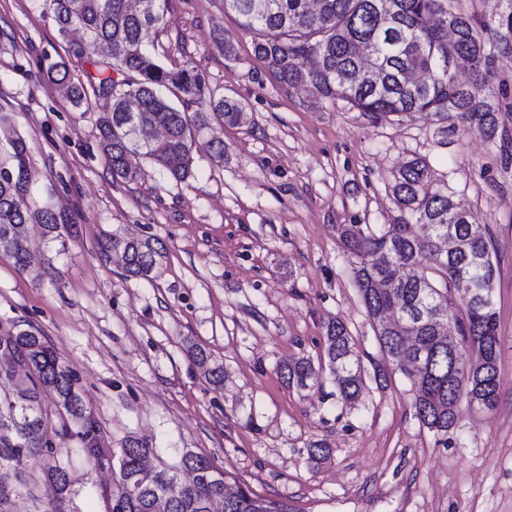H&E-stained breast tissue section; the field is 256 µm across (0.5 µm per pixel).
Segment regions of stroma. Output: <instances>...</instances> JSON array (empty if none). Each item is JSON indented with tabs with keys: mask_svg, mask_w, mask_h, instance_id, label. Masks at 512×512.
I'll use <instances>...</instances> for the list:
<instances>
[{
	"mask_svg": "<svg viewBox=\"0 0 512 512\" xmlns=\"http://www.w3.org/2000/svg\"><path fill=\"white\" fill-rule=\"evenodd\" d=\"M218 35L236 59L214 48ZM82 47L73 54L59 38L47 0H0V108L31 148L38 200L71 226L60 245L30 225L39 281L0 253V333L44 336L97 428L93 459L75 440L28 456L10 512H53L43 473L58 459L69 464L65 512H110L112 454L130 436L148 446V466L199 454L229 487L292 512H512V163L499 146L456 116L373 120L282 87L224 0H169L154 57L168 68L191 62L212 91L244 103L247 120L225 127L223 162L196 153L187 180L137 155L140 180L116 182L96 129L102 101L73 107L43 74L61 60L72 82H85L99 50ZM416 157L473 223L489 225L500 266L499 398L490 409L460 402L445 435L419 422L401 373L376 381L383 357L337 238L341 224L393 222V175ZM112 232L164 245L153 280L100 257ZM333 317L363 369L364 387L346 403L329 374L301 388L281 373L302 357L320 362ZM191 344L222 364V386L189 361ZM316 441L329 445L328 460L309 459Z\"/></svg>",
	"mask_w": 512,
	"mask_h": 512,
	"instance_id": "stroma-1",
	"label": "stroma"
}]
</instances>
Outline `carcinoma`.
Segmentation results:
<instances>
[{"label":"carcinoma","mask_w":512,"mask_h":512,"mask_svg":"<svg viewBox=\"0 0 512 512\" xmlns=\"http://www.w3.org/2000/svg\"><path fill=\"white\" fill-rule=\"evenodd\" d=\"M58 35L73 32L100 49L95 71L87 73L94 95L105 110L97 130L112 179L137 180L128 156L139 154L175 181L191 176L193 153L204 150L224 159V141L206 131L237 125L244 105L236 98L211 91L190 64L173 71L161 65L149 45L164 20L166 0H145L132 9L128 0H49ZM457 0H224L240 26L253 37V52L276 81L287 87L307 86L316 94L340 99L376 118L408 112L453 113L472 125L484 139L499 138L501 103L485 93L495 56L512 53V0L494 18L468 17ZM469 64L471 81L457 78L448 59ZM47 77L77 107L85 87L67 79L64 64L50 61ZM192 101L200 108L189 116L176 109L170 97ZM30 147L18 133L0 143V248L15 269L38 280L30 250L19 244L25 225H42L48 241L63 238L66 220L48 204H38L29 172ZM392 194L399 216L391 224L338 225L339 242L356 261L352 279L367 316L376 321L384 308L403 316V325L375 331L383 356L395 360L404 337H414L418 365L403 368L414 391V408L427 429L446 434L457 423L462 398L479 391L491 409L500 393L499 321L496 304L489 306L460 287L457 272L476 255L494 253L487 226L457 219L461 207L435 187L428 164L414 158L394 175ZM454 225L462 248L445 259L435 250L438 238ZM100 253H119L128 277L151 279L165 258L158 239L104 236ZM443 306L459 328L462 346L472 352L468 363L448 356L439 338L441 324L421 319L426 309ZM324 360L342 400L350 401L363 388L361 366L346 326L337 318L325 326ZM192 362L218 386L223 369L210 366V355L195 345L187 348ZM30 371V385L8 402L9 417L0 420V462L21 473L24 458L52 453L54 437L77 438L88 454L95 426L85 414L77 379L60 363L45 338L27 330L0 335V380H12L15 369ZM286 379L302 387L316 382L319 372L307 359L285 367ZM55 391L58 406L77 426H63L51 436L41 409V391ZM147 446L129 437L114 452L120 493L112 501L122 512H209V504L224 499V512H288V506L260 498L248 489L224 494L226 481L211 477L213 463L188 453L183 467L196 472L178 495L170 494L177 473L167 465L142 473ZM46 479L56 486L58 501L68 491V473L56 463Z\"/></svg>","instance_id":"carcinoma-1"}]
</instances>
